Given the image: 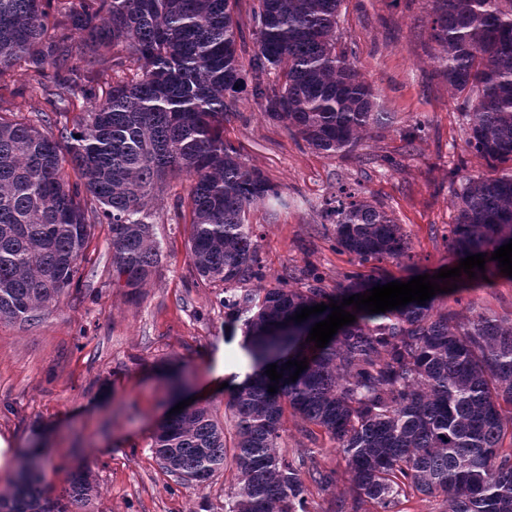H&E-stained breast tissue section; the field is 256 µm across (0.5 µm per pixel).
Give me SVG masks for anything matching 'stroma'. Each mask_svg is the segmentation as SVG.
Listing matches in <instances>:
<instances>
[{
  "mask_svg": "<svg viewBox=\"0 0 512 512\" xmlns=\"http://www.w3.org/2000/svg\"><path fill=\"white\" fill-rule=\"evenodd\" d=\"M431 21L430 0H343L339 42L390 116L352 153L309 146L241 94L224 122V140L288 200L276 212L260 207L249 215L264 287L311 264L332 289L352 270L350 255L336 252L324 225L325 203L342 184L402 224L417 274L457 267L445 239L457 216L456 194L466 177L490 169L467 151L459 101L434 75ZM418 122L424 130L406 149L404 136ZM189 186L188 179H170L148 199L161 264L138 296L113 284L109 230L97 224L77 285L33 320H0V436L22 451L42 439L54 459L45 481L58 489L88 463L98 486L88 512H224L239 491L228 467L203 485L178 484L152 447L173 403L167 368L184 370L190 395L220 412L229 392L215 385L217 367L251 371L243 326L227 314L223 284L200 279L188 255L189 227L172 220ZM456 284L441 295L440 307L462 312L473 304L512 319V277L481 284L460 277ZM280 445L291 456L313 449L335 473L329 486L308 483L309 512H328L334 499L352 497L346 460L320 428L285 414Z\"/></svg>",
  "mask_w": 512,
  "mask_h": 512,
  "instance_id": "stroma-1",
  "label": "stroma"
}]
</instances>
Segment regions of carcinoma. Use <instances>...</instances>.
<instances>
[{
    "label": "carcinoma",
    "mask_w": 512,
    "mask_h": 512,
    "mask_svg": "<svg viewBox=\"0 0 512 512\" xmlns=\"http://www.w3.org/2000/svg\"><path fill=\"white\" fill-rule=\"evenodd\" d=\"M342 0H258L248 69L233 0H0V84L25 64L26 83L49 110L38 124L0 104V320L29 321L59 300L86 260L94 224H107L112 276L136 294L160 251L147 199L168 177L190 182L189 258L224 284V308L243 321L261 370L230 395L224 425L209 406L171 414L154 453L180 484L203 485L226 466L240 491L228 512H307L304 477L333 473L312 451L280 447L284 406L321 428L347 461L355 497L330 512H361L365 500L397 512L403 487L443 496L445 512H512V323L473 307L425 304L356 316L326 347L307 339L304 307L343 302L379 284L381 263L407 272L410 241L386 210L340 190L326 202L336 251L356 269L328 290L309 268L277 288L266 274L251 208L285 201L262 172L224 143V114L248 90L273 120L309 145L348 154L388 113L344 50ZM437 75L462 98L465 144L492 168L512 162V0H431ZM108 48L112 55L104 57ZM280 71L278 80L270 74ZM91 103L73 127L56 116ZM75 180H70V176ZM448 252L492 254L512 240V173L468 178L458 194ZM307 359L296 381L289 360ZM284 367L277 392L270 364ZM0 495L8 512H82L98 494L89 465L54 493L43 480L44 443Z\"/></svg>",
    "instance_id": "obj_1"
}]
</instances>
